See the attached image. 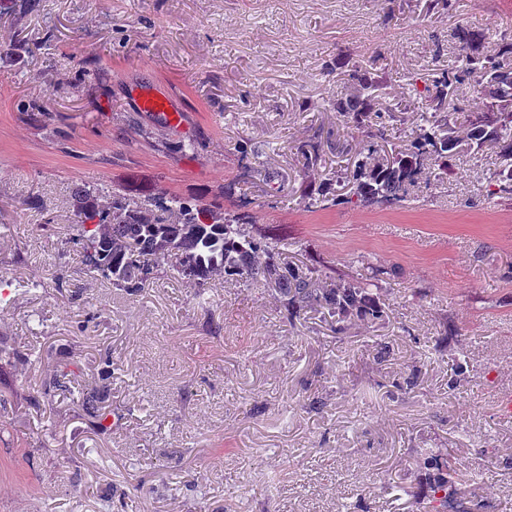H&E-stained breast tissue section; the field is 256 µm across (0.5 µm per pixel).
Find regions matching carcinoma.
I'll use <instances>...</instances> for the list:
<instances>
[{"mask_svg": "<svg viewBox=\"0 0 512 512\" xmlns=\"http://www.w3.org/2000/svg\"><path fill=\"white\" fill-rule=\"evenodd\" d=\"M457 38L466 51L463 74L474 77L475 97L490 100L492 109L476 118L467 139L480 147L502 143L512 151V111H507L512 108V65L502 60L512 54V43L492 57L469 31L458 30ZM352 79L357 81L355 91L336 96L332 103L351 126L370 128L353 164L337 176V182L351 187L350 200L365 207L401 202L424 171L438 176L448 171V155L460 143L448 120V95L461 83L462 74L444 69L425 88L424 102L415 107L421 124L409 152L381 156L376 139L383 132L372 131L383 118V113L373 111L377 86L358 68ZM71 200L74 219L69 240L80 249L85 269L127 292H138L153 282L159 260L174 255L173 274L197 296L215 278L238 276L271 286L289 322L303 311H324L335 320L334 332L340 334L347 322L374 323L384 317L377 280L340 279L324 288L311 274L281 263L278 243L255 238L244 219L220 207L166 194L153 198L147 207L115 189L102 196L84 185L73 188ZM108 396L104 385L80 396L82 410L101 429L102 405ZM412 452L424 490L420 495L410 490L408 495L423 506V512H471L457 463L440 448Z\"/></svg>", "mask_w": 512, "mask_h": 512, "instance_id": "obj_1", "label": "carcinoma"}]
</instances>
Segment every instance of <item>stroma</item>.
Instances as JSON below:
<instances>
[{
	"instance_id": "35a3bbf8",
	"label": "stroma",
	"mask_w": 512,
	"mask_h": 512,
	"mask_svg": "<svg viewBox=\"0 0 512 512\" xmlns=\"http://www.w3.org/2000/svg\"><path fill=\"white\" fill-rule=\"evenodd\" d=\"M461 28L496 50L512 0H0V344L30 356L0 364V512H415L416 448L455 459L477 512H512V201L488 195L512 157L461 146L407 204L307 200L364 138L330 105L352 68L404 151ZM149 85L181 126L138 110ZM78 184L242 209L323 282L380 276L386 314L338 336L237 277L194 296L172 256L128 293L69 240ZM107 358L102 432L78 397Z\"/></svg>"
}]
</instances>
